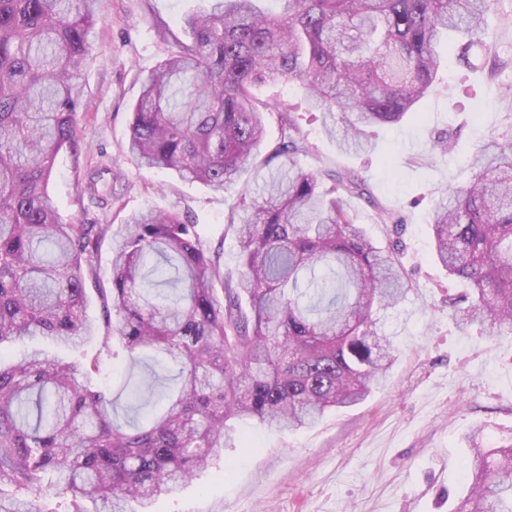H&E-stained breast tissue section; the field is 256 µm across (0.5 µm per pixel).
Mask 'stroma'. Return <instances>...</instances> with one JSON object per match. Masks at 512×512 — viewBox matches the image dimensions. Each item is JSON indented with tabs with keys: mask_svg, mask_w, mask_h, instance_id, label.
<instances>
[{
	"mask_svg": "<svg viewBox=\"0 0 512 512\" xmlns=\"http://www.w3.org/2000/svg\"><path fill=\"white\" fill-rule=\"evenodd\" d=\"M207 0H100L90 64L77 114L82 151L57 157L49 189L64 222L120 224L133 212L171 211L197 224L220 254L222 269L238 265L227 217L239 186L214 191L176 174L137 167L127 153L132 107L142 79L186 41L180 18ZM499 80L451 64L422 102L423 120L371 128L374 150L342 153L324 130L323 113L306 111L294 85L268 84L261 100L292 107L312 145L302 166L332 174L360 173L367 196L351 205L372 237L402 255L414 289L383 318L397 361L386 384L363 403L328 412L315 426L293 433L237 422V434L216 464L176 493L158 498L152 512H448L452 496L466 491L468 450L463 436L485 427L495 443L512 433V336L480 326L458 329L448 316L447 273L433 260L428 211L448 184L469 179L465 159L489 134H512V102ZM448 136L438 156L432 144ZM101 173L97 194L84 192ZM395 217L384 224L379 209ZM152 351L101 360V379L119 386L160 371Z\"/></svg>",
	"mask_w": 512,
	"mask_h": 512,
	"instance_id": "obj_1",
	"label": "stroma"
}]
</instances>
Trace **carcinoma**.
<instances>
[{"label": "carcinoma", "mask_w": 512, "mask_h": 512, "mask_svg": "<svg viewBox=\"0 0 512 512\" xmlns=\"http://www.w3.org/2000/svg\"><path fill=\"white\" fill-rule=\"evenodd\" d=\"M99 0H0V512H150L152 502L213 464L234 440L231 421L279 430L317 423L382 387L395 357L379 313L412 284L396 249L357 222L347 204L368 194L360 175L318 173L293 111L256 97L265 83L303 90L312 110L345 124L336 146L369 152L366 129L418 113L434 89L452 32L456 62L507 68L487 15L500 0H209L181 18L191 42L142 81L129 155L224 191L244 172L227 219L236 271L196 225L146 210L124 223L66 224L49 192L58 155L78 147L76 115ZM288 136L265 141V113ZM471 178L435 203L434 260L464 285L448 297L461 328L512 335V140L496 137L468 161ZM112 235V288L98 289L101 320L86 315L85 272ZM181 277L162 279L156 262ZM176 284L173 296L157 286ZM41 336L133 361L148 349L176 369L164 413L126 429L113 387L95 384L100 359L34 349L16 363L1 351ZM469 490L451 512H512V436L489 448L466 437Z\"/></svg>", "instance_id": "obj_1"}]
</instances>
